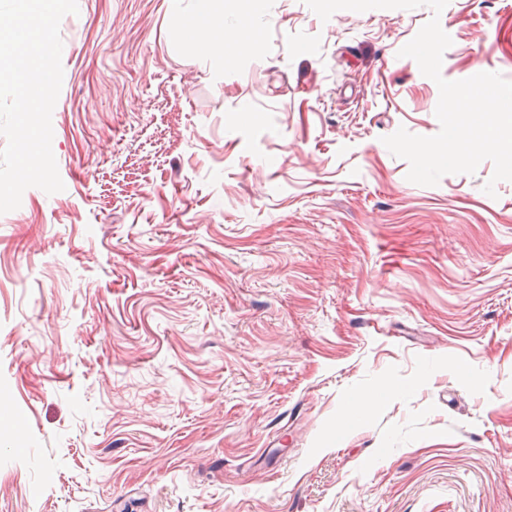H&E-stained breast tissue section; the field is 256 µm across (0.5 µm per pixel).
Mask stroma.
Masks as SVG:
<instances>
[{
  "label": "stroma",
  "mask_w": 512,
  "mask_h": 512,
  "mask_svg": "<svg viewBox=\"0 0 512 512\" xmlns=\"http://www.w3.org/2000/svg\"><path fill=\"white\" fill-rule=\"evenodd\" d=\"M78 8L65 189L0 215V512H512V181L382 142L440 129L431 9L224 0L218 81L174 0ZM440 25L512 79V0Z\"/></svg>",
  "instance_id": "1"
}]
</instances>
